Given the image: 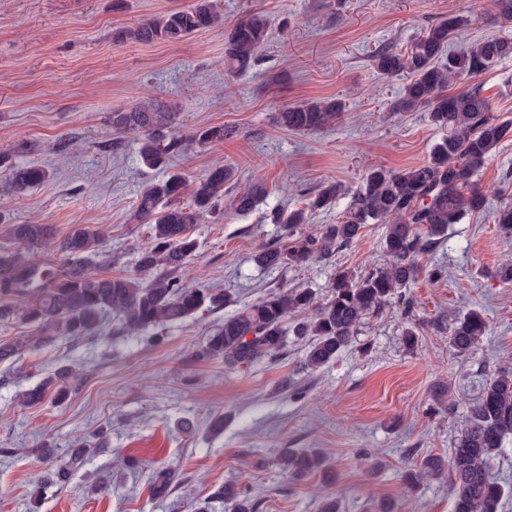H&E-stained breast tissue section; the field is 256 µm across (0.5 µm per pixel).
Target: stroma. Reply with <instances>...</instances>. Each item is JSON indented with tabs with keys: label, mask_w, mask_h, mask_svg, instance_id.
<instances>
[{
	"label": "stroma",
	"mask_w": 512,
	"mask_h": 512,
	"mask_svg": "<svg viewBox=\"0 0 512 512\" xmlns=\"http://www.w3.org/2000/svg\"><path fill=\"white\" fill-rule=\"evenodd\" d=\"M194 0H0V150L27 141L24 162L51 178L29 194H11L0 175V245L13 224H49L57 236L80 224L102 240L95 273L136 272L149 226L136 212L147 181L164 173L145 167L133 136L119 149L110 116L154 100L176 105L183 133L227 126L224 141L190 144L172 167L195 180L215 167L234 168L216 214L192 225L198 252L178 272L196 288L225 291L224 308L202 309L156 336H117L105 315L97 338L65 340L0 362V512H233L216 498L231 483L247 491L256 512H320L323 496L342 512H373L393 500L397 512H453L448 478L409 488L403 475L427 454L447 455L486 382L512 371V283L500 281L512 261V234L493 221L512 206V135L497 146L478 184L489 209L452 224L407 303L367 317L353 343L330 364L307 369L305 345L289 341L280 355L237 367L199 361L195 350L225 317L285 288L328 298L337 271L384 266L385 225L368 224L327 261L262 270L252 255L280 245L281 211L306 208L325 183L344 192L327 210L309 211L303 235L336 223L349 190L367 169L400 171L425 163L442 136L425 111L396 103L401 78L381 79L373 56L406 49L433 24L466 19L470 39L511 37L494 0H222L224 21L179 42L117 43L116 32ZM251 12L271 24L258 65L230 77L224 43ZM479 86L493 116L512 120V58L453 91ZM336 97L346 110L313 133L282 127L285 106ZM66 152H58L60 142ZM266 198L244 215L233 202L253 184ZM470 309L489 327L466 356L449 344L450 327ZM414 328L407 346L402 333ZM80 375L63 400L21 405L22 392L62 369ZM94 439L95 449L68 481L52 479L47 453ZM283 448L323 455L330 477L286 478L276 464ZM139 462L127 469L124 458ZM159 465L177 470L167 498L150 493ZM49 486L39 508L30 494Z\"/></svg>",
	"instance_id": "stroma-1"
}]
</instances>
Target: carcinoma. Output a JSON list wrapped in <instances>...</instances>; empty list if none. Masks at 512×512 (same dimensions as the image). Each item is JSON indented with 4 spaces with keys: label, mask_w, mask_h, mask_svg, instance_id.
I'll list each match as a JSON object with an SVG mask.
<instances>
[{
    "label": "carcinoma",
    "mask_w": 512,
    "mask_h": 512,
    "mask_svg": "<svg viewBox=\"0 0 512 512\" xmlns=\"http://www.w3.org/2000/svg\"><path fill=\"white\" fill-rule=\"evenodd\" d=\"M219 22L218 0H195L188 8L172 9L152 16L124 31L116 41L179 42ZM465 20L452 18L430 27L406 51L384 49L373 56L376 71L387 79L404 77L399 107L405 112L421 108L429 121L443 132L428 161L402 171L381 167L366 171L352 193L350 205L336 224H326L316 236L297 235L294 230L308 221L306 210L281 216L289 232L279 246L260 249L255 262L266 268L301 265L313 257L324 260L353 243L365 224L387 225L383 249L388 263L356 276L336 273L332 291L323 303L307 289L290 288L269 294L224 319L195 350L199 360L222 359L227 366L249 365L280 353L288 336L309 338L306 365L321 368L351 343L364 316L378 313L402 289L410 287L422 273L419 257L433 251L448 225L486 209V196L476 183L500 141L512 132V122L498 121L490 114L488 99L478 87L457 93L449 88L462 75L476 77L498 62L512 57V38H485L464 44L448 53V41L461 35ZM269 21L255 13L238 21L227 34L224 69L229 74L245 71L258 61L267 41ZM345 104L336 98L310 99L278 113L281 126L312 132L336 119ZM176 108L152 101L139 102L128 110L112 113V129L138 136L139 157L150 169H165L186 147L177 127ZM232 129L209 127L197 132L201 145L224 139ZM28 144L18 142L0 151V173L6 175L10 191L24 196L46 182L49 170L19 161ZM235 175L231 167H216L201 177L190 200L180 199L187 189L181 174H168L143 185L137 212L150 220V243L138 254L139 276L104 277L89 265L102 256L101 240L86 227L73 225L58 243L65 266L55 271L36 260L30 252L42 248L53 235L48 224H12L11 238L23 245L16 251L0 247V322L20 319L35 328L25 341L0 343V361L21 355L26 349L53 344L61 339L96 336L103 316L114 314L120 321L117 333L146 332L186 320L207 306L224 307L229 295L210 293L182 284L176 272L196 254L197 243L187 229L216 212L224 202V184ZM340 186L323 185L309 202V209H327L336 201ZM262 194L260 187L238 195L235 210L250 212ZM7 297H22L17 308ZM486 330L483 315L471 310L455 319L449 343L458 355L474 348ZM70 383L62 370L28 390L24 401L36 405L53 391L56 399L66 397ZM512 434V373L502 372L484 387L480 398L468 410L461 436L446 456H424L404 474L409 486L448 473L454 496L453 512H503L512 488L490 473L503 441ZM84 445L52 461L58 481H65L81 464ZM278 464L294 479L324 470L318 452L284 449ZM175 472L162 466L152 472L151 493L168 495ZM235 502L236 512H254L250 497L227 483L215 492Z\"/></svg>",
    "instance_id": "cac0c4a2"
}]
</instances>
